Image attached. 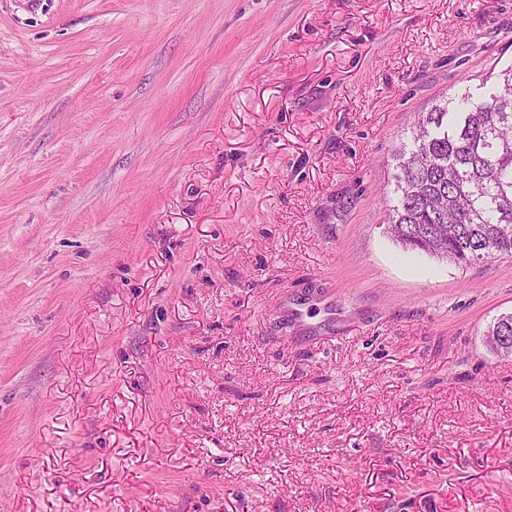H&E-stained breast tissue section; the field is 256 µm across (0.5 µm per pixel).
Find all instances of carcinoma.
<instances>
[{
    "instance_id": "1",
    "label": "carcinoma",
    "mask_w": 512,
    "mask_h": 512,
    "mask_svg": "<svg viewBox=\"0 0 512 512\" xmlns=\"http://www.w3.org/2000/svg\"><path fill=\"white\" fill-rule=\"evenodd\" d=\"M391 236L458 265L512 258V68L417 118L394 154ZM488 336H512V314Z\"/></svg>"
}]
</instances>
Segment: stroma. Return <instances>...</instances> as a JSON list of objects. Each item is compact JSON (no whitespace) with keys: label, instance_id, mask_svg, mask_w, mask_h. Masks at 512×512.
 Segmentation results:
<instances>
[{"label":"stroma","instance_id":"stroma-1","mask_svg":"<svg viewBox=\"0 0 512 512\" xmlns=\"http://www.w3.org/2000/svg\"><path fill=\"white\" fill-rule=\"evenodd\" d=\"M512 0H0V512H512V258L384 224Z\"/></svg>","mask_w":512,"mask_h":512}]
</instances>
